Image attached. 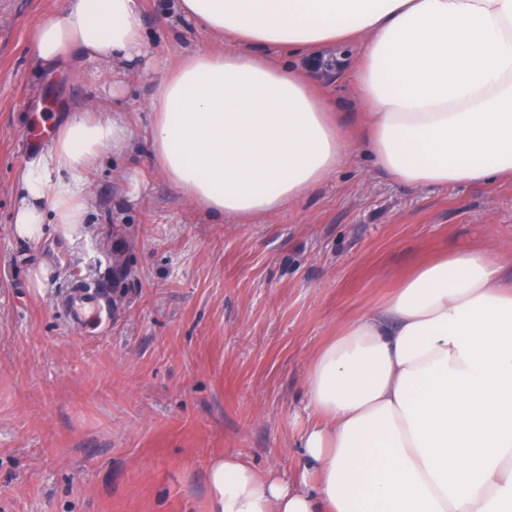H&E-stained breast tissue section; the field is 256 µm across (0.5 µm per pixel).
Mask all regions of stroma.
<instances>
[{
    "instance_id": "obj_1",
    "label": "stroma",
    "mask_w": 512,
    "mask_h": 512,
    "mask_svg": "<svg viewBox=\"0 0 512 512\" xmlns=\"http://www.w3.org/2000/svg\"><path fill=\"white\" fill-rule=\"evenodd\" d=\"M66 4L0 0V512H210L215 456L299 473L307 369L346 319L436 253L512 256V184L412 189L359 154L286 210L215 223L143 138L166 70L222 43L139 0L150 67L47 75L30 35ZM88 104L125 113L138 151L97 165L83 229L18 241L30 130ZM78 280L110 292L99 330L58 305Z\"/></svg>"
}]
</instances>
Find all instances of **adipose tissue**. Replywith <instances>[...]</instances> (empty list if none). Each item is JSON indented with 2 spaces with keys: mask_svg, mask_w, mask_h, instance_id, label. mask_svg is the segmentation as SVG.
I'll use <instances>...</instances> for the list:
<instances>
[{
  "mask_svg": "<svg viewBox=\"0 0 512 512\" xmlns=\"http://www.w3.org/2000/svg\"><path fill=\"white\" fill-rule=\"evenodd\" d=\"M225 41L183 55L150 102L156 170L193 206L245 224L297 204L364 150L414 189L512 180V0H176ZM360 44L350 70L357 139L299 58ZM33 55L48 72L146 61L137 0H69ZM122 116L83 107L21 171L18 240L83 226L100 157L130 149ZM316 420L303 476L224 455L212 512H512V284L459 249L344 321L310 362Z\"/></svg>",
  "mask_w": 512,
  "mask_h": 512,
  "instance_id": "1",
  "label": "adipose tissue"
}]
</instances>
